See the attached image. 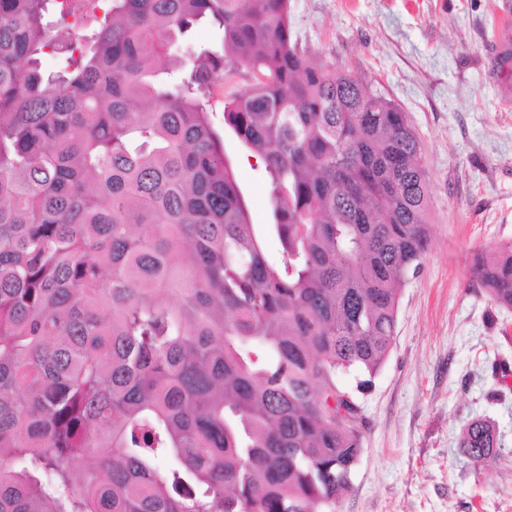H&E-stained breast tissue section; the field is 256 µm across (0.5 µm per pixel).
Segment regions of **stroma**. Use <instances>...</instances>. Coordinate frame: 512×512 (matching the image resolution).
Wrapping results in <instances>:
<instances>
[{"label": "stroma", "instance_id": "1", "mask_svg": "<svg viewBox=\"0 0 512 512\" xmlns=\"http://www.w3.org/2000/svg\"><path fill=\"white\" fill-rule=\"evenodd\" d=\"M512 0H290L305 57L377 87L415 129L428 172L433 247L402 288L391 353L358 397L362 453L341 512H512V310L472 282L477 247L512 241V63L493 59L495 17ZM246 69L212 86L251 221L272 223L262 160L224 126ZM494 421L500 460L474 467L456 445Z\"/></svg>", "mask_w": 512, "mask_h": 512}]
</instances>
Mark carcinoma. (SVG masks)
I'll list each match as a JSON object with an SVG mask.
<instances>
[{
  "mask_svg": "<svg viewBox=\"0 0 512 512\" xmlns=\"http://www.w3.org/2000/svg\"><path fill=\"white\" fill-rule=\"evenodd\" d=\"M48 2L0 0V512H340L361 431L336 411L432 247L406 113L310 62L289 0H97L78 38ZM201 20L222 52L169 55ZM240 67L224 127L265 164L262 226L205 105ZM472 276L512 309V242ZM457 448L498 460L495 423Z\"/></svg>",
  "mask_w": 512,
  "mask_h": 512,
  "instance_id": "obj_1",
  "label": "carcinoma"
}]
</instances>
